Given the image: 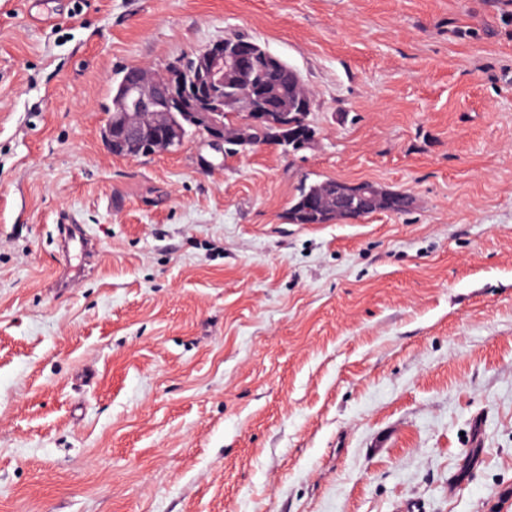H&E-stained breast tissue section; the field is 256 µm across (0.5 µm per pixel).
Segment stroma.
Here are the masks:
<instances>
[{"label": "stroma", "instance_id": "stroma-1", "mask_svg": "<svg viewBox=\"0 0 512 512\" xmlns=\"http://www.w3.org/2000/svg\"><path fill=\"white\" fill-rule=\"evenodd\" d=\"M74 6L0 0V512H512V0ZM236 35L309 148L108 152L116 74ZM309 178L300 181L296 193L290 203L289 212L292 213L291 224H322L323 214L320 205L314 206L312 203L327 200L336 190V207L344 205V196H352L361 201L364 206L370 209L377 207L382 199L383 192L371 182H358L351 184H339L336 186V180L326 178L308 182ZM384 190L386 192V196L383 205L380 207V210L363 211L362 214H366L365 216L375 212H389L401 214L409 212L413 208L414 198L410 194L399 190Z\"/></svg>", "mask_w": 512, "mask_h": 512}]
</instances>
